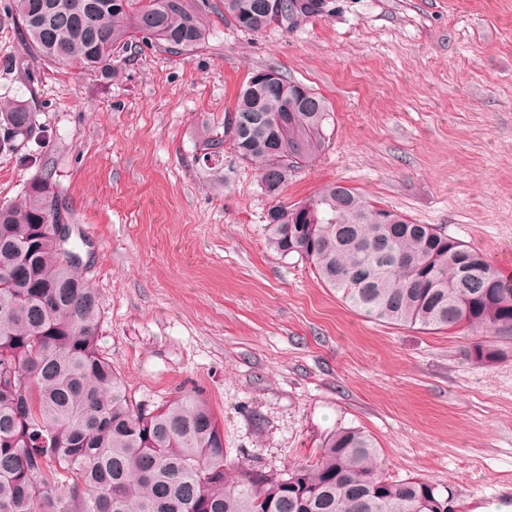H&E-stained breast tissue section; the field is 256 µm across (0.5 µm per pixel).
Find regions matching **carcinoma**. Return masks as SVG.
Returning a JSON list of instances; mask_svg holds the SVG:
<instances>
[{
  "label": "carcinoma",
  "instance_id": "carcinoma-1",
  "mask_svg": "<svg viewBox=\"0 0 512 512\" xmlns=\"http://www.w3.org/2000/svg\"><path fill=\"white\" fill-rule=\"evenodd\" d=\"M12 0L31 54L49 64L110 77L120 53L140 45L181 56L210 36L195 0ZM224 0V20L248 33L294 30L321 16L314 0ZM276 89L245 82L221 129L203 130L204 165L229 180L224 153L254 166L275 203L269 248L296 254L357 311L378 321L441 331L464 325L512 333V282L482 254L432 224H416L339 182L296 205L279 200L288 175L329 146L330 103L307 110L296 81ZM44 138L30 104L0 98V152ZM47 165L21 200L0 204V512H456L452 492L383 475L372 437L338 426L319 457L266 474L224 456V434L196 392L154 409L133 402L100 354L97 291L56 235L60 211ZM469 356L491 366L508 356L485 340Z\"/></svg>",
  "mask_w": 512,
  "mask_h": 512
}]
</instances>
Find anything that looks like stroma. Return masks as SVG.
<instances>
[{
	"mask_svg": "<svg viewBox=\"0 0 512 512\" xmlns=\"http://www.w3.org/2000/svg\"><path fill=\"white\" fill-rule=\"evenodd\" d=\"M258 34L206 0L211 34L183 56L121 54L111 78L31 59L0 0V97L29 102L44 144L0 153V203L49 164L71 245L101 298L97 345L133 402L199 392L228 460L272 474L313 459L336 426L378 446L388 479L452 489L459 512H512V358L490 367L470 331L365 317L310 265L269 249L255 167L196 161L252 71L274 67L328 99L316 164L291 204L338 181L483 251L512 279V0H332Z\"/></svg>",
	"mask_w": 512,
	"mask_h": 512,
	"instance_id": "35a3bbf8",
	"label": "stroma"
}]
</instances>
